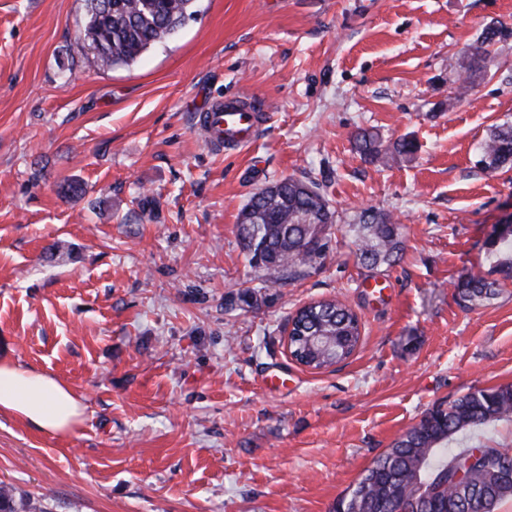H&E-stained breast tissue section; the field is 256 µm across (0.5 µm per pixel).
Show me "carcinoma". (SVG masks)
<instances>
[{
  "label": "carcinoma",
  "mask_w": 512,
  "mask_h": 512,
  "mask_svg": "<svg viewBox=\"0 0 512 512\" xmlns=\"http://www.w3.org/2000/svg\"><path fill=\"white\" fill-rule=\"evenodd\" d=\"M84 38L95 47L99 66L129 65L193 15L195 0H84ZM356 148L368 161L390 154L411 156L416 143L401 138L384 144L375 132L356 135ZM481 162L497 168L512 162V125H502L482 147ZM333 212L316 187L291 177L254 193L241 209L237 236L249 265L265 288L282 285L324 267L330 256ZM362 264L392 266L402 250L401 225L367 211L357 228ZM503 279L512 278V228L490 244ZM499 281L470 276L456 285L464 302L488 299ZM361 336L358 315L337 300L305 305L293 319L290 354L299 364L322 369L348 359ZM512 418V383L468 391L440 402L379 454L352 488L337 499L333 512H394L396 502L429 490L443 500L425 512H472L470 500L483 498L487 512L512 498V451L483 445L450 448L454 436ZM499 467L503 476L486 480L481 470Z\"/></svg>",
  "instance_id": "carcinoma-1"
}]
</instances>
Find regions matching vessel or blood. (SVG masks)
Masks as SVG:
<instances>
[{"mask_svg": "<svg viewBox=\"0 0 512 512\" xmlns=\"http://www.w3.org/2000/svg\"><path fill=\"white\" fill-rule=\"evenodd\" d=\"M262 119L254 100L233 97L216 101L199 116L198 122L207 143L224 151H235L253 141Z\"/></svg>", "mask_w": 512, "mask_h": 512, "instance_id": "b4317fda", "label": "vessel or blood"}]
</instances>
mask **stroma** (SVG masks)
Returning <instances> with one entry per match:
<instances>
[{"label": "stroma", "instance_id": "35a3bbf8", "mask_svg": "<svg viewBox=\"0 0 512 512\" xmlns=\"http://www.w3.org/2000/svg\"><path fill=\"white\" fill-rule=\"evenodd\" d=\"M194 10L104 69L83 0H0V358L84 406L63 437L0 414V485L47 512H333L434 404L512 382V282L478 306L456 290L499 279L487 241L512 223V164L480 162L512 124V0ZM489 25L506 35L468 76ZM238 95L266 124L249 148L212 149L194 112ZM364 129L418 150L366 161ZM289 176L325 195L332 253L265 288L237 218ZM368 210L401 226L394 267L358 262ZM328 298L362 339L312 370L289 355L288 319Z\"/></svg>", "mask_w": 512, "mask_h": 512}]
</instances>
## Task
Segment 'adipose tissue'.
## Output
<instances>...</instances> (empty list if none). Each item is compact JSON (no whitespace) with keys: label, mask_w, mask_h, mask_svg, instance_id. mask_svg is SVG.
<instances>
[{"label":"adipose tissue","mask_w":512,"mask_h":512,"mask_svg":"<svg viewBox=\"0 0 512 512\" xmlns=\"http://www.w3.org/2000/svg\"><path fill=\"white\" fill-rule=\"evenodd\" d=\"M0 413L39 431L70 433L83 414L79 396L52 375L0 359Z\"/></svg>","instance_id":"ef3b65f1"}]
</instances>
